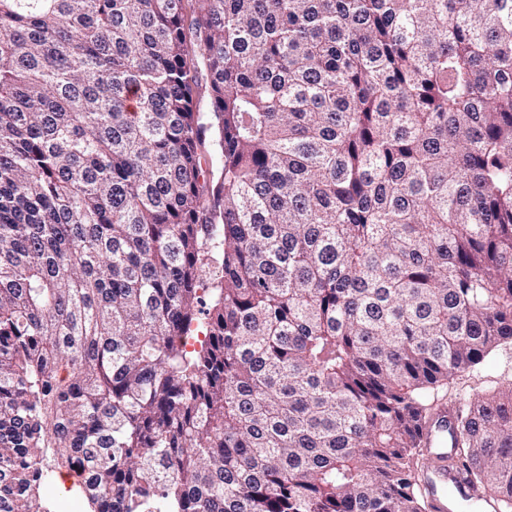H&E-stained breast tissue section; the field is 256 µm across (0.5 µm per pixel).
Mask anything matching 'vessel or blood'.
I'll return each mask as SVG.
<instances>
[{
    "label": "vessel or blood",
    "mask_w": 512,
    "mask_h": 512,
    "mask_svg": "<svg viewBox=\"0 0 512 512\" xmlns=\"http://www.w3.org/2000/svg\"><path fill=\"white\" fill-rule=\"evenodd\" d=\"M456 413V407L437 406L423 431L422 445L429 448L435 460L423 477L431 508L433 512H459L463 504L475 503L483 512H500L496 496L490 491L471 487L463 469L452 462L450 425Z\"/></svg>",
    "instance_id": "b4317fda"
}]
</instances>
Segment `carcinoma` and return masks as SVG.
Listing matches in <instances>:
<instances>
[{"label": "carcinoma", "mask_w": 512, "mask_h": 512, "mask_svg": "<svg viewBox=\"0 0 512 512\" xmlns=\"http://www.w3.org/2000/svg\"><path fill=\"white\" fill-rule=\"evenodd\" d=\"M507 342L512 0H0V512H427ZM512 382V343L495 348L486 361L470 368L461 376L454 377L445 385L447 401L462 404L475 394L492 391ZM460 404L438 405L430 415L424 431L422 446L429 448L435 464L423 476V484L429 492V501L434 512H456L464 503H476L483 512H500L496 496L487 490L471 487L462 467L452 463L450 425Z\"/></svg>", "instance_id": "1"}]
</instances>
